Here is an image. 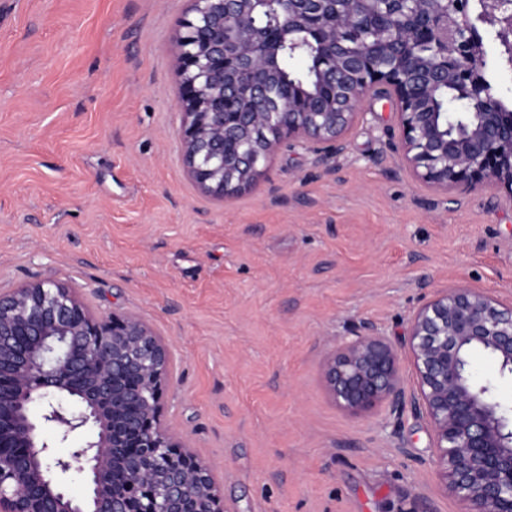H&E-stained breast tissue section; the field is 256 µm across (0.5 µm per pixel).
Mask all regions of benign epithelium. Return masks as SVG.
<instances>
[{"mask_svg":"<svg viewBox=\"0 0 512 512\" xmlns=\"http://www.w3.org/2000/svg\"><path fill=\"white\" fill-rule=\"evenodd\" d=\"M276 1L284 8L263 39L257 22ZM477 4L474 14L470 0H192L175 51L188 177L222 199L251 188L292 141L332 157L364 102L384 98L419 180L446 191L492 185L512 204V112L486 78L477 27L496 28L512 53V13L502 0ZM312 38L325 93H282L279 47L296 52ZM443 87L464 109L440 121L433 109ZM406 345L412 393L394 346L362 335L325 359L329 394L354 413L409 404L425 414L446 490L463 512H512V418L465 356L486 350L512 375V304L448 288L416 310ZM170 380L165 340L138 317L98 316L58 282L0 293V512H224L210 468L164 421ZM36 402L63 437L91 427L96 439L56 455L37 439ZM75 463L88 488L82 499L51 477Z\"/></svg>","mask_w":512,"mask_h":512,"instance_id":"obj_1","label":"benign epithelium"}]
</instances>
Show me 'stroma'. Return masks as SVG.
I'll list each match as a JSON object with an SVG mask.
<instances>
[{
    "label": "stroma",
    "mask_w": 512,
    "mask_h": 512,
    "mask_svg": "<svg viewBox=\"0 0 512 512\" xmlns=\"http://www.w3.org/2000/svg\"><path fill=\"white\" fill-rule=\"evenodd\" d=\"M188 0H0V291L75 288L169 345L164 419L213 469L226 512H462L428 418L335 403L324 358L359 335L416 373L410 319L465 284L512 303V205L431 188L390 103L367 100L344 149L280 148L247 192L188 178L175 40ZM480 33L496 97L512 64ZM471 372L512 404V376Z\"/></svg>",
    "instance_id": "35a3bbf8"
}]
</instances>
